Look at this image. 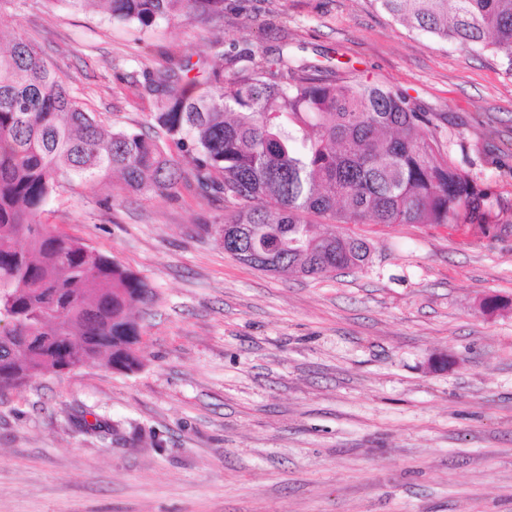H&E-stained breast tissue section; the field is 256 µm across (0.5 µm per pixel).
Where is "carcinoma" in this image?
Wrapping results in <instances>:
<instances>
[{"instance_id": "carcinoma-1", "label": "carcinoma", "mask_w": 512, "mask_h": 512, "mask_svg": "<svg viewBox=\"0 0 512 512\" xmlns=\"http://www.w3.org/2000/svg\"><path fill=\"white\" fill-rule=\"evenodd\" d=\"M112 21L149 30L180 17L224 18V0H104ZM413 30L489 50L512 73V0H374ZM230 73L170 54L144 74L153 127L174 144L105 129L58 68L18 35L0 50V391L45 372L107 357L139 366L128 311L147 283L81 239L40 221L75 180L114 173L133 192L175 198L195 186L224 197V250L259 270L321 276L363 269L370 245L338 224L502 223L498 198L456 163L438 116L355 77L326 82L321 66L284 51L250 53ZM189 170H184L181 163ZM330 227L317 233L311 217Z\"/></svg>"}]
</instances>
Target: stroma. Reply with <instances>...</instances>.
Instances as JSON below:
<instances>
[{"mask_svg":"<svg viewBox=\"0 0 512 512\" xmlns=\"http://www.w3.org/2000/svg\"><path fill=\"white\" fill-rule=\"evenodd\" d=\"M105 126L140 128L165 52L256 50L352 71L437 113L512 207V74L373 0H224L149 32L63 0L0 10ZM223 200L63 185L41 221L146 281L132 372L97 362L0 394V512H512V225L343 224L367 268L313 279L224 250ZM499 299L495 309L484 297Z\"/></svg>","mask_w":512,"mask_h":512,"instance_id":"1","label":"stroma"}]
</instances>
